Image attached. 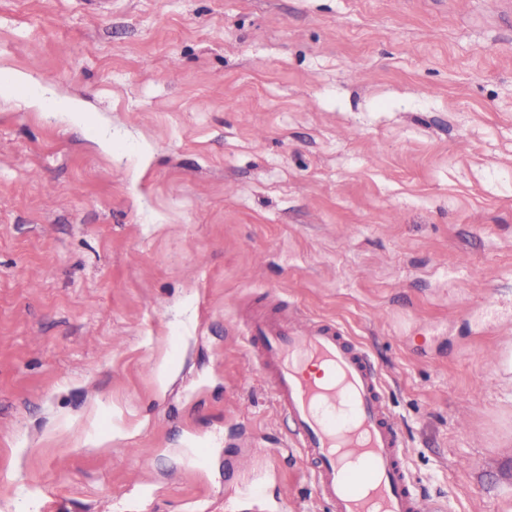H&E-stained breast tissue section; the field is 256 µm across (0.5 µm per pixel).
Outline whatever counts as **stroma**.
I'll list each match as a JSON object with an SVG mask.
<instances>
[{
	"instance_id": "1",
	"label": "stroma",
	"mask_w": 512,
	"mask_h": 512,
	"mask_svg": "<svg viewBox=\"0 0 512 512\" xmlns=\"http://www.w3.org/2000/svg\"><path fill=\"white\" fill-rule=\"evenodd\" d=\"M14 74L0 512H235L259 478L329 512L248 305L371 353L417 493L512 512V0H0Z\"/></svg>"
}]
</instances>
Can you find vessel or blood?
<instances>
[{
  "label": "vessel or blood",
  "mask_w": 512,
  "mask_h": 512,
  "mask_svg": "<svg viewBox=\"0 0 512 512\" xmlns=\"http://www.w3.org/2000/svg\"><path fill=\"white\" fill-rule=\"evenodd\" d=\"M244 339L331 512H440L418 496L368 350L329 321L253 309Z\"/></svg>",
  "instance_id": "b4317fda"
}]
</instances>
